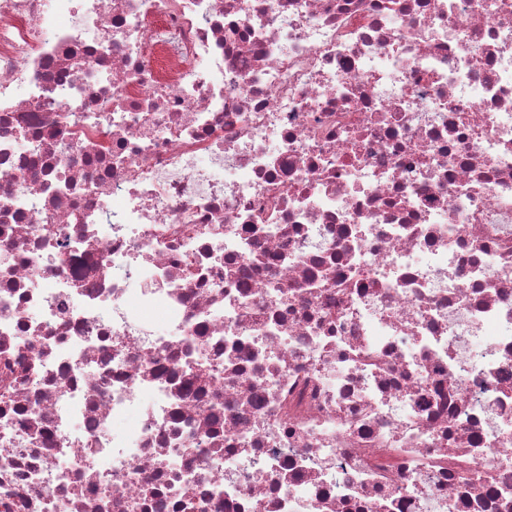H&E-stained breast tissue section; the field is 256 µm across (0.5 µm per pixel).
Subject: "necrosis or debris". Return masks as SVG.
Here are the masks:
<instances>
[{
  "instance_id": "4bbe7bcc",
  "label": "necrosis or debris",
  "mask_w": 512,
  "mask_h": 512,
  "mask_svg": "<svg viewBox=\"0 0 512 512\" xmlns=\"http://www.w3.org/2000/svg\"><path fill=\"white\" fill-rule=\"evenodd\" d=\"M0 512H512V0H0Z\"/></svg>"
}]
</instances>
